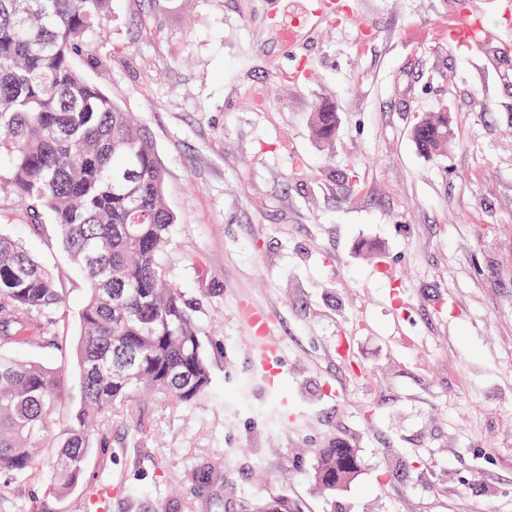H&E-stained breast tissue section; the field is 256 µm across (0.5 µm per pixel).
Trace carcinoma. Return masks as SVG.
<instances>
[{"label": "carcinoma", "instance_id": "1", "mask_svg": "<svg viewBox=\"0 0 512 512\" xmlns=\"http://www.w3.org/2000/svg\"><path fill=\"white\" fill-rule=\"evenodd\" d=\"M110 2L0 0V150L10 160V185L32 232L50 217L85 285L80 392L60 433L50 430L62 399L58 373L0 352V477L30 480L38 454L51 448L60 494L82 482L94 444L107 445L100 423L113 405L147 389L187 406L211 390L198 302L164 267L175 217L153 141L83 72L84 36ZM336 123L331 108L312 117L322 139L336 134ZM418 125L421 150L444 154L447 116ZM65 306L53 270L0 235V344L48 339V325ZM357 469L354 450L338 441L318 450L310 480L334 490ZM247 512H283V501H256Z\"/></svg>", "mask_w": 512, "mask_h": 512}]
</instances>
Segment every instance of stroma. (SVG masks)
<instances>
[{
  "label": "stroma",
  "instance_id": "35a3bbf8",
  "mask_svg": "<svg viewBox=\"0 0 512 512\" xmlns=\"http://www.w3.org/2000/svg\"><path fill=\"white\" fill-rule=\"evenodd\" d=\"M505 0H111L87 77L153 138L176 214L165 266L197 298L212 369L189 408L115 406L81 485L47 467L0 501L39 512H512V60L448 26L469 11L512 30ZM295 29L294 44L280 37ZM333 105L336 135L312 114ZM448 116L431 157L412 130ZM0 233L54 268L67 306L54 344L13 346L57 368L54 418L78 387L84 284L53 226L0 181ZM275 351L257 368L249 318ZM354 448V479L309 475L318 449ZM224 464L200 481L197 465Z\"/></svg>",
  "mask_w": 512,
  "mask_h": 512
}]
</instances>
